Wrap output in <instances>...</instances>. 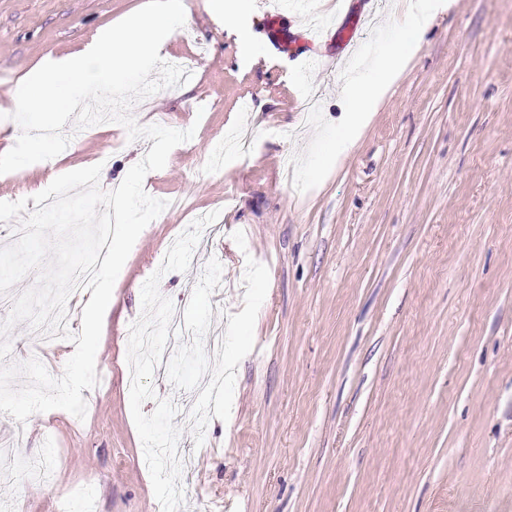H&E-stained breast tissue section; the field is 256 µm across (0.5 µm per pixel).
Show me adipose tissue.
I'll return each mask as SVG.
<instances>
[{
  "label": "adipose tissue",
  "instance_id": "obj_1",
  "mask_svg": "<svg viewBox=\"0 0 512 512\" xmlns=\"http://www.w3.org/2000/svg\"><path fill=\"white\" fill-rule=\"evenodd\" d=\"M441 7L440 0H404L396 20L407 34L406 41L388 52L373 72L359 74L348 82L349 107L341 119L342 134L336 143L338 151L347 152L356 145L360 131L375 111L386 87L403 69L407 50L419 44L423 30Z\"/></svg>",
  "mask_w": 512,
  "mask_h": 512
}]
</instances>
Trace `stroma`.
Masks as SVG:
<instances>
[{"label": "stroma", "instance_id": "1", "mask_svg": "<svg viewBox=\"0 0 512 512\" xmlns=\"http://www.w3.org/2000/svg\"><path fill=\"white\" fill-rule=\"evenodd\" d=\"M145 2L0 0V99ZM184 2L191 21L159 54L196 68L134 115L195 126L143 181L182 207L146 226L115 282L96 354L109 375L83 390L85 420L33 414L17 460L0 459V512H58L76 490L90 497L72 512H221L228 500L242 512H512V0H448L328 170L344 78L401 44L398 0H382L365 45L332 71L309 68L301 42L311 13L336 15L339 0L305 12L247 0L221 18ZM276 9L298 43L285 54L260 23ZM240 25L254 48L237 42ZM247 125L256 158L228 151L213 168V143ZM63 132L57 157L0 174V201L106 150L109 190L152 147L111 122ZM287 159L300 188L282 178ZM196 216L223 230L190 251L181 227ZM175 309L189 341L161 373L154 351ZM145 320L149 345L133 334ZM221 374L223 392L195 400ZM173 441L190 470L149 457Z\"/></svg>", "mask_w": 512, "mask_h": 512}]
</instances>
